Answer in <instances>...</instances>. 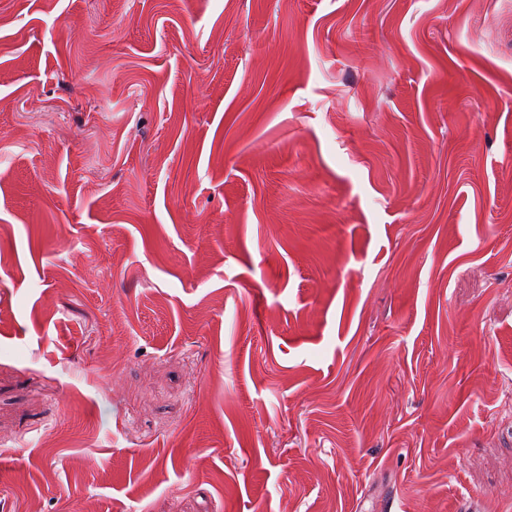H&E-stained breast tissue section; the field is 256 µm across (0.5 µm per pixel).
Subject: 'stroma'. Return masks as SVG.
Instances as JSON below:
<instances>
[{
	"mask_svg": "<svg viewBox=\"0 0 512 512\" xmlns=\"http://www.w3.org/2000/svg\"><path fill=\"white\" fill-rule=\"evenodd\" d=\"M512 512V0H0V512Z\"/></svg>",
	"mask_w": 512,
	"mask_h": 512,
	"instance_id": "35a3bbf8",
	"label": "stroma"
}]
</instances>
